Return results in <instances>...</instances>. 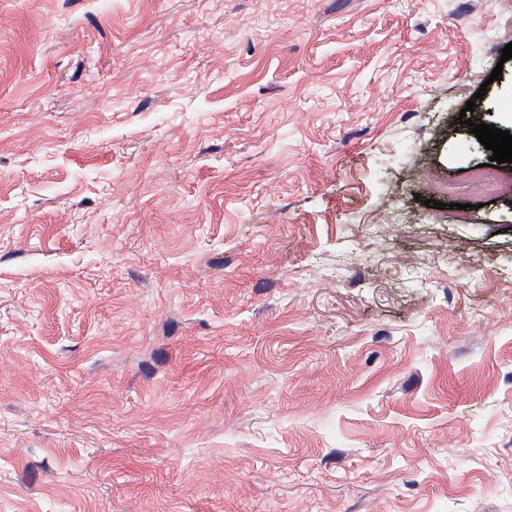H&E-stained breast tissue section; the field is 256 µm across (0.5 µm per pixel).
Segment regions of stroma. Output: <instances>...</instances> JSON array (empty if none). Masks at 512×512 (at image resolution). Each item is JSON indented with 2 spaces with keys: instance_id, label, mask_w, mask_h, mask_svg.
Wrapping results in <instances>:
<instances>
[{
  "instance_id": "obj_1",
  "label": "stroma",
  "mask_w": 512,
  "mask_h": 512,
  "mask_svg": "<svg viewBox=\"0 0 512 512\" xmlns=\"http://www.w3.org/2000/svg\"><path fill=\"white\" fill-rule=\"evenodd\" d=\"M511 42L512 0H0V512H512V192L458 120L512 132ZM469 181L472 189L479 194H497L504 188L499 174L490 170L472 173Z\"/></svg>"
}]
</instances>
